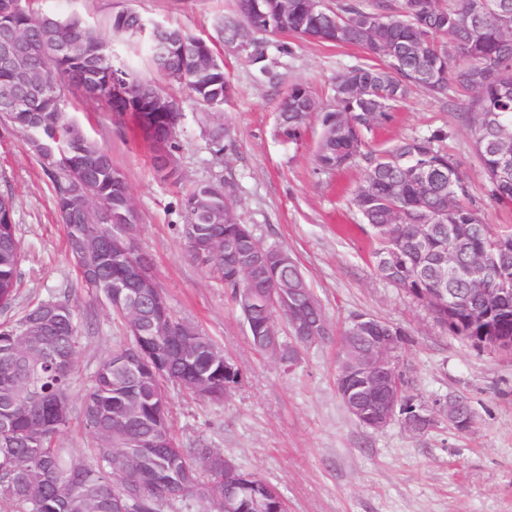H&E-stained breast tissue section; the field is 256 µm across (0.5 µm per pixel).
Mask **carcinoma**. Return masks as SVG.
<instances>
[{
    "label": "carcinoma",
    "mask_w": 512,
    "mask_h": 512,
    "mask_svg": "<svg viewBox=\"0 0 512 512\" xmlns=\"http://www.w3.org/2000/svg\"><path fill=\"white\" fill-rule=\"evenodd\" d=\"M471 0H346L331 9L312 11L307 0H236V16L216 22L225 41L250 47V61L258 74L274 79L267 67L268 34H291L306 41L363 47L377 64L353 65L342 71L335 86L339 95L323 111L322 132L314 154L315 169L330 172L365 161L362 181L351 204L363 223L380 239L374 256L378 273L421 300L433 284L427 272L441 255L448 256L443 275L448 287L471 310L485 309L486 318H470L429 303L436 321L453 336L480 339L491 328L512 331V234H494L478 210L465 205L468 184L457 161L440 142V130L398 141L379 150H366L367 136L391 119V112L414 90L442 99L456 85L472 93L466 120L490 198L512 206V178H500L504 145L484 123L504 122L512 128V30L505 29L501 9L512 14V0H494L496 7L475 24L467 16ZM114 35H148L155 67L171 82L186 87L191 97L208 108L227 101L232 84L216 53L212 61L194 60L203 39L179 29L156 25L135 12L115 13L109 22ZM21 36L46 54L60 57L49 71L43 59L31 60L16 72L0 66V83L21 78L49 80L60 98H42L22 87L27 97L20 110H0V123L19 130L29 141L49 139L56 160H42L54 178L56 203L71 196L73 183L85 181L95 204L91 220L81 228L93 237L115 224L135 226L134 208L126 177L112 164L108 150L87 136L64 112L67 99L110 102L112 76L127 79L131 95L139 100L156 89L131 67L115 63L112 51L96 26L78 14H35L12 0H0V44ZM318 106L307 88L294 83L280 106L281 137L297 142L308 116ZM183 112H141L139 118L156 128L168 153L179 149L176 130ZM210 145L216 153L232 148L228 128L209 123ZM226 182L193 183L181 200L186 222L179 234L190 258V239L205 247L209 261L203 268L224 284L240 304L244 270L256 266L252 280L257 304L239 310L253 348L277 355L287 367L297 359V329L288 322L281 335L276 314L288 310L270 300L280 292L293 302L305 323L327 320L307 304L316 297L292 254L279 245L258 239L251 225L237 213ZM12 195L0 192V312L10 308L20 290V267L25 258L13 223ZM425 238V250L419 240ZM480 257L490 268L486 291L474 292L466 280L450 273ZM81 287L98 280L136 293L127 278L126 263L117 258L90 256L80 273ZM63 313L48 326L46 335L27 331L45 315V302H35L17 320L0 324V512H112V502L123 501L128 512H164L190 499L207 512H286L280 493L253 473L238 470V478H224V453L199 445L180 446L169 420L164 384L174 383L193 394L198 383L209 387L206 399L221 401L240 384L235 363L224 364V348L194 323L159 309L150 299L134 305L120 303L113 312L123 320L129 336L112 350L96 371L82 400L84 425L94 439L86 456H73L55 446L68 426L71 407H56L70 398L79 335V313L68 294L50 299ZM173 321L174 338L165 347L156 337L134 335L133 328H149L161 315ZM370 342L346 334L340 338L338 367L353 368L368 353ZM165 427H158L159 420ZM126 470L120 482L112 478V463Z\"/></svg>",
    "instance_id": "obj_1"
}]
</instances>
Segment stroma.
I'll use <instances>...</instances> for the list:
<instances>
[{"instance_id": "1", "label": "stroma", "mask_w": 512, "mask_h": 512, "mask_svg": "<svg viewBox=\"0 0 512 512\" xmlns=\"http://www.w3.org/2000/svg\"><path fill=\"white\" fill-rule=\"evenodd\" d=\"M39 14L76 13L99 28L115 60L129 64L166 92L182 99L185 117L176 139L177 175L161 179L153 152L132 113L114 116L104 103L70 99L65 110L101 142L126 176L138 215L140 250L151 261L172 313L195 323L239 367L241 383L220 402L168 384L171 429L177 442L220 449L243 470L276 487L288 512H512V353L478 349L452 336L416 298L382 278L374 265L375 235L361 223L349 199L364 174L351 167L330 174L314 170L321 115L312 113L299 142L279 136L278 106L288 87L303 84L320 104L334 96L344 69L372 62L365 49L306 42L285 36L287 53L272 52L276 83L258 80L246 52L217 44L233 95L223 121L234 140L214 153L199 118L200 106L185 89L150 66L147 44L111 34L113 14L131 10L157 23L208 39L214 23L233 16L235 0H30ZM465 94L447 102L413 92L392 120L370 135V149L432 130L448 134L444 146L469 184L468 205L496 232H512V209L494 204L467 123ZM221 178L232 185L244 223L266 244L296 257L336 333L364 313L401 333L399 370L405 393L418 402L465 399L475 413L464 433L439 419L426 433L401 421L375 431L359 425L336 387V343L301 354L292 370L256 352L237 308L218 280L185 254L177 228L179 203L191 183ZM0 190L11 193L13 222L29 248L21 265L20 296L0 323L20 317L29 302L70 289L92 325L80 329L71 389V422L58 447L80 454L92 444L81 419V400L100 364L126 336L104 301L80 286L53 183L21 134L0 125Z\"/></svg>"}]
</instances>
